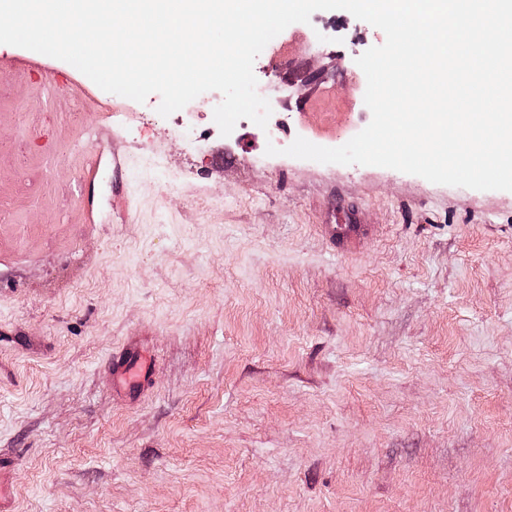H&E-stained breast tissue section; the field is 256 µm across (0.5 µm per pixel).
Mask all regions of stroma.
<instances>
[{
    "label": "stroma",
    "mask_w": 512,
    "mask_h": 512,
    "mask_svg": "<svg viewBox=\"0 0 512 512\" xmlns=\"http://www.w3.org/2000/svg\"><path fill=\"white\" fill-rule=\"evenodd\" d=\"M280 37L267 126L227 136L203 97L178 126L151 94L134 131L105 120L128 98L0 71L13 512H512V192L283 155L370 123L356 59L386 36L319 10Z\"/></svg>",
    "instance_id": "1"
}]
</instances>
